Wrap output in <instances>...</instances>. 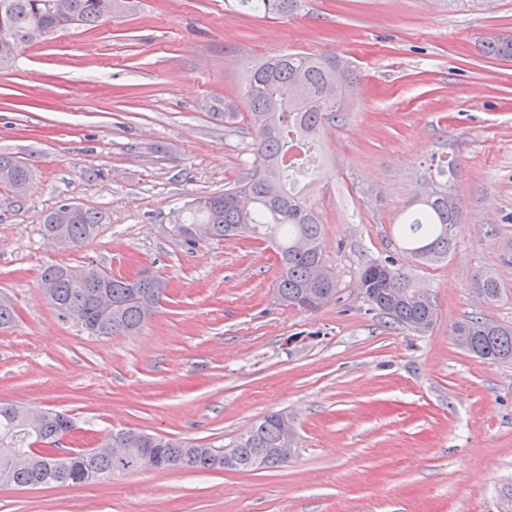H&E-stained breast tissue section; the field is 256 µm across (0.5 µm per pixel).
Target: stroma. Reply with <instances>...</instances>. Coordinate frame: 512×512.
<instances>
[{
    "instance_id": "1",
    "label": "stroma",
    "mask_w": 512,
    "mask_h": 512,
    "mask_svg": "<svg viewBox=\"0 0 512 512\" xmlns=\"http://www.w3.org/2000/svg\"><path fill=\"white\" fill-rule=\"evenodd\" d=\"M512 34V0H302L275 18L237 0H140L94 30L69 28L0 70V153L36 170L0 186V403L70 415L89 440L139 428L221 448L274 411L297 433L287 466L255 472L142 470L109 481L0 487V512H512V364L477 358L454 324L512 326V62L485 35ZM329 54L360 76L325 124L312 199L337 281L310 313L280 305L278 268L251 238L185 247L172 213L249 173L246 68ZM458 208L445 260L405 251L397 226L437 166ZM104 213L83 248L60 250L43 214ZM393 257L435 318L392 323L357 288ZM126 275L150 266L168 298L135 336L88 335L40 287L46 265ZM495 277L490 301L477 275Z\"/></svg>"
}]
</instances>
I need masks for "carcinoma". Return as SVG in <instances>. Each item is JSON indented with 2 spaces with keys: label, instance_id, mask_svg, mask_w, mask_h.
I'll return each instance as SVG.
<instances>
[{
  "label": "carcinoma",
  "instance_id": "carcinoma-1",
  "mask_svg": "<svg viewBox=\"0 0 512 512\" xmlns=\"http://www.w3.org/2000/svg\"><path fill=\"white\" fill-rule=\"evenodd\" d=\"M299 0H239L249 12L280 15L297 8ZM137 0H0V68L11 66L26 47L44 40L58 29L71 26L88 30L105 23L113 10L123 15ZM484 53L496 59H512V35L494 34L482 41ZM336 57L292 53L267 60L248 69L244 101L253 135L255 172L224 189L222 193L192 197L171 220V231L187 246L196 245L192 231L207 224L216 240L248 235L264 241L276 252L278 277L275 288L281 305L317 312L336 300V276L322 245L320 215L310 202L309 187L316 180L314 166L292 169L288 155L295 145L315 151V139L324 122L348 111L344 88L357 81L344 68L336 77ZM12 180L6 187L20 195L33 175V168L11 156L0 154V171ZM104 221L101 212L84 207L66 211L65 205L48 211L42 234L59 231L77 249L92 239ZM457 206L448 183L431 181L430 192L419 200L402 227L407 250L426 263L448 257ZM62 264L42 271L56 281L51 305L62 317H75L93 336H134L148 322L146 310L158 311L167 297L166 280L153 275L137 284L122 276L89 267L83 278ZM108 279L112 293V318L100 316L91 290ZM478 290L490 301L500 296L496 279L488 274L476 279ZM364 298L393 323L416 331L428 328L435 307L428 293L414 286L395 267L392 259L376 260L358 273ZM17 311L13 302L0 296V329L10 327ZM456 343L476 357L512 363V327L481 316H469L455 324ZM25 408L0 404V486L18 489L83 484L150 468L158 471H256L280 468L291 459L277 454L279 448L297 447V435L286 412H273L252 425L222 450L206 444L147 433L138 429L118 432L130 453L116 459L110 447L101 444L78 450L63 461L49 448L60 444L65 432L74 429L63 412L46 411L41 424L28 425ZM150 449L153 463L146 466L141 449Z\"/></svg>",
  "mask_w": 512,
  "mask_h": 512
}]
</instances>
